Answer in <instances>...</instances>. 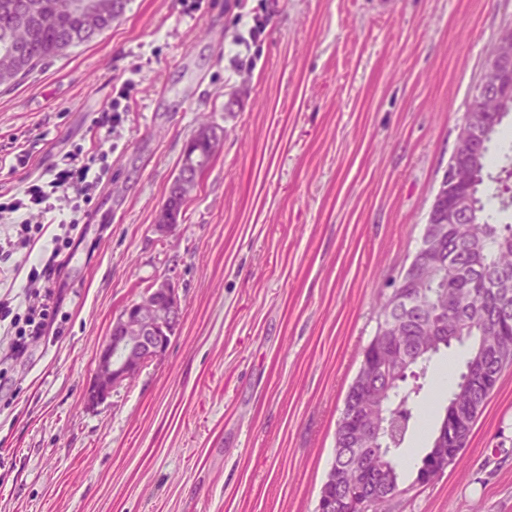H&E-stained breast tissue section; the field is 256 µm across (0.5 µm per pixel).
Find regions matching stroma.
Listing matches in <instances>:
<instances>
[{
	"instance_id": "35a3bbf8",
	"label": "stroma",
	"mask_w": 512,
	"mask_h": 512,
	"mask_svg": "<svg viewBox=\"0 0 512 512\" xmlns=\"http://www.w3.org/2000/svg\"><path fill=\"white\" fill-rule=\"evenodd\" d=\"M508 24L512 0H127L0 87V243L4 203L67 155L106 173L74 200L58 335L14 359L0 333V512H317L378 304ZM203 122L223 143L160 234ZM166 278V354L88 404L113 319ZM393 512H512V369L462 460Z\"/></svg>"
}]
</instances>
